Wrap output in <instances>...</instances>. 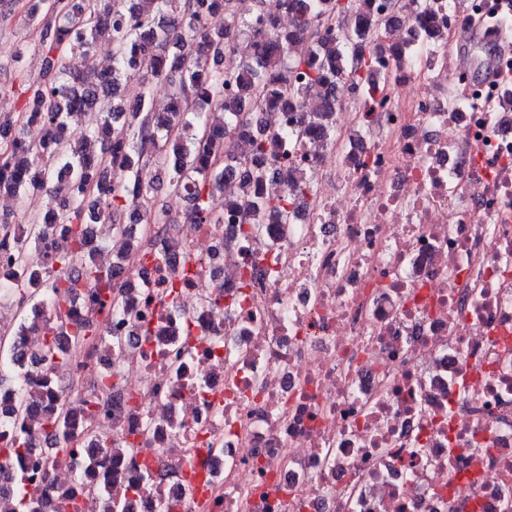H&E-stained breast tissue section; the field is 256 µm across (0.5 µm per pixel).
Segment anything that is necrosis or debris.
<instances>
[{
  "label": "necrosis or debris",
  "mask_w": 512,
  "mask_h": 512,
  "mask_svg": "<svg viewBox=\"0 0 512 512\" xmlns=\"http://www.w3.org/2000/svg\"><path fill=\"white\" fill-rule=\"evenodd\" d=\"M436 6L430 42L403 10L333 145L278 113L302 140L268 191L316 177L287 219L243 228L228 177L223 223L113 233L119 310L85 291L21 334L0 299V340L66 355L0 386L1 447L19 393L33 402L0 512H512V45L481 81L448 51L512 9ZM85 320L102 334L74 344Z\"/></svg>",
  "instance_id": "1"
}]
</instances>
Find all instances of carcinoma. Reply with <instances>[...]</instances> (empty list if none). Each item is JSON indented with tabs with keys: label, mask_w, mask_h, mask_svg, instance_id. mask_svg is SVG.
<instances>
[{
	"label": "carcinoma",
	"mask_w": 512,
	"mask_h": 512,
	"mask_svg": "<svg viewBox=\"0 0 512 512\" xmlns=\"http://www.w3.org/2000/svg\"><path fill=\"white\" fill-rule=\"evenodd\" d=\"M291 29L270 28L246 43L249 77L241 92L224 95V51L235 50L237 37H251L252 24L264 11L240 17L230 0H48L25 5L24 17L39 32L36 48L43 59L40 79L20 91L22 108L0 119V195L12 198L11 213L0 208V245H11L15 271L0 282L4 295L34 311L64 314L68 297L87 283L98 289L105 307L114 271L94 265L82 244L94 225L171 222L156 188L143 179L153 167L163 175L169 195L191 203L200 224H220L209 199L224 185V156L274 157L288 133L272 137L269 109L278 104L298 110L310 98L323 100L317 126L326 142L335 136L334 114L346 83L366 85L373 58L357 53L366 40L379 44L391 32L374 15L370 0H280ZM422 16L420 35L433 38L432 0H415ZM224 10V26L206 16ZM112 44V68L103 73L69 67L67 59L85 55L102 37ZM136 78L142 92L133 103L120 95L121 78ZM170 91L171 106L154 107V86ZM75 111L87 114L83 128L69 137L62 130ZM266 171L253 167L241 176L240 199L246 224H261L271 212H285L291 195L312 192L311 175L287 180L289 192L262 190ZM60 200L50 208L55 223L69 225L70 246L54 249L50 262L31 268L34 250L47 240V221L26 208L37 190Z\"/></svg>",
	"instance_id": "cac0c4a2"
}]
</instances>
